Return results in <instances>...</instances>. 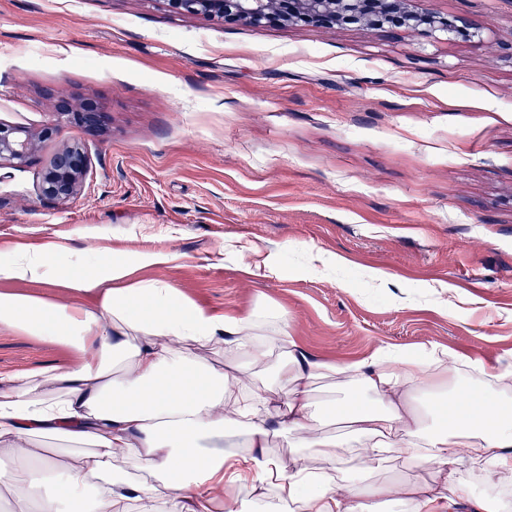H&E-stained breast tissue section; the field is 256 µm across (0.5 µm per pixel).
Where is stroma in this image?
<instances>
[{
  "label": "stroma",
  "mask_w": 512,
  "mask_h": 512,
  "mask_svg": "<svg viewBox=\"0 0 512 512\" xmlns=\"http://www.w3.org/2000/svg\"><path fill=\"white\" fill-rule=\"evenodd\" d=\"M474 38L356 25L228 24L163 0H0V122L55 124L0 170V253L108 246L217 314L279 313L317 363L435 348L512 371V0H419ZM90 99L98 132L56 115ZM90 158L65 202L38 197L61 142ZM0 294L92 305L62 282ZM72 351L0 324V374Z\"/></svg>",
  "instance_id": "1"
}]
</instances>
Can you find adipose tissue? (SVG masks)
<instances>
[{
    "label": "adipose tissue",
    "mask_w": 512,
    "mask_h": 512,
    "mask_svg": "<svg viewBox=\"0 0 512 512\" xmlns=\"http://www.w3.org/2000/svg\"><path fill=\"white\" fill-rule=\"evenodd\" d=\"M49 240L17 246L0 279H59L95 295L94 307L0 295V323L72 348L67 370L0 376V499L9 512H70L92 495L91 512H215L225 493L248 487L274 512H453L461 467L483 481L512 480V419L480 387H450L461 359L443 366L379 352L340 366L352 388L325 411L313 389L319 366L263 315L234 317L183 300L167 283H129L132 263L161 265L175 253L135 261L95 248L71 265ZM440 394L432 418L414 404ZM375 407H368V400ZM240 437L243 447L224 441ZM295 451L268 453L271 438ZM397 458L430 470L423 483H376L372 466ZM38 459L17 473L15 461ZM360 469H350L351 461Z\"/></svg>",
    "instance_id": "adipose-tissue-1"
}]
</instances>
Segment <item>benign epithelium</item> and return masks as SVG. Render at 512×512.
Returning <instances> with one entry per match:
<instances>
[{
	"instance_id": "7a95c632",
	"label": "benign epithelium",
	"mask_w": 512,
	"mask_h": 512,
	"mask_svg": "<svg viewBox=\"0 0 512 512\" xmlns=\"http://www.w3.org/2000/svg\"><path fill=\"white\" fill-rule=\"evenodd\" d=\"M179 14L206 15L224 23L248 22L262 25L271 21L335 25L355 22L360 26L385 24L403 26L414 32H431L439 27L469 39V22L462 17L436 19L420 11L417 0H165ZM57 114L89 129L102 125L103 112L83 100L73 103L62 92L54 96ZM58 132L55 125L36 131L23 126L0 123V169L25 168L35 163L41 140ZM90 159L77 144L63 145L38 173V195L48 200L76 197L89 170Z\"/></svg>"
}]
</instances>
